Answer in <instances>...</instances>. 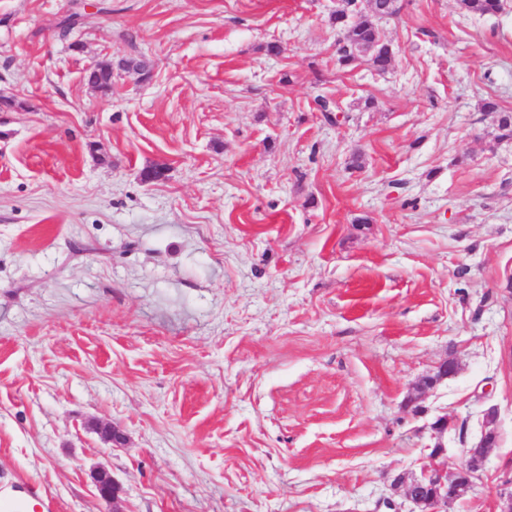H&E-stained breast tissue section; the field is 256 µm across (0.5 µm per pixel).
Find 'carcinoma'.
<instances>
[{
    "mask_svg": "<svg viewBox=\"0 0 512 512\" xmlns=\"http://www.w3.org/2000/svg\"><path fill=\"white\" fill-rule=\"evenodd\" d=\"M392 2L394 0H370L371 8L367 12L359 11L352 16L343 8L332 14V24L345 41L337 58L340 67L352 65L362 55L368 57L370 64L379 71L385 72L391 67L394 52L381 38L376 20L395 14ZM459 4L464 11L474 15L496 14L502 9V0H459ZM482 109L499 114L497 139L512 140V110H505L490 99L483 102Z\"/></svg>",
    "mask_w": 512,
    "mask_h": 512,
    "instance_id": "1",
    "label": "carcinoma"
}]
</instances>
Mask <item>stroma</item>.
<instances>
[{
  "instance_id": "obj_1",
  "label": "stroma",
  "mask_w": 512,
  "mask_h": 512,
  "mask_svg": "<svg viewBox=\"0 0 512 512\" xmlns=\"http://www.w3.org/2000/svg\"><path fill=\"white\" fill-rule=\"evenodd\" d=\"M397 7L380 74L337 65L336 0H0V94L24 102L0 111V490L22 512H112L100 467L123 512H412L392 481L433 423L454 465L491 411L498 452L450 512H498L512 141L480 106L512 108V0ZM125 58L150 80L88 85ZM458 368V362L454 358L443 359L439 362L435 371L431 375L426 376L419 381L415 389V394H412V398L418 399L443 380H446L448 377L456 374ZM415 399L413 400L415 401Z\"/></svg>"
}]
</instances>
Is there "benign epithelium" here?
Masks as SVG:
<instances>
[{
    "label": "benign epithelium",
    "instance_id": "obj_1",
    "mask_svg": "<svg viewBox=\"0 0 512 512\" xmlns=\"http://www.w3.org/2000/svg\"><path fill=\"white\" fill-rule=\"evenodd\" d=\"M457 371L458 362L455 359H443L431 375L419 381L413 398L421 397L440 382L456 374ZM449 425L450 421L446 417L434 423V447L438 448V452L430 455L431 462L421 468L420 474L407 478L399 476L394 480L393 487L403 489L405 498L413 503L419 512H448L449 506L464 496L472 486V479L478 476L486 462L498 450L496 416L495 412L491 411L486 416L485 429L477 443V446L481 448L480 452L476 453L470 448L464 449L461 464L453 469L448 468L445 464L436 463V458L443 454L442 438ZM95 483L101 498H115L116 487L109 473L99 472Z\"/></svg>",
    "mask_w": 512,
    "mask_h": 512
}]
</instances>
